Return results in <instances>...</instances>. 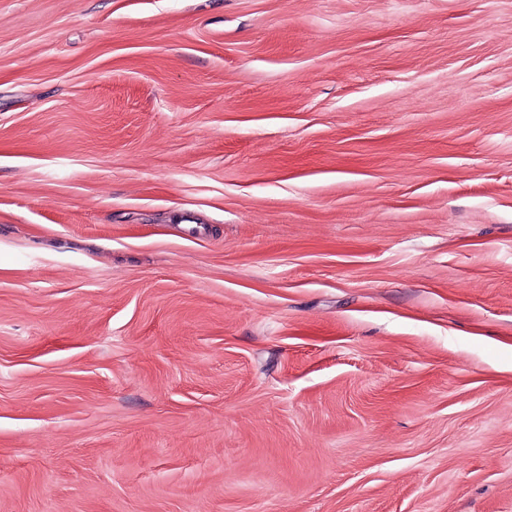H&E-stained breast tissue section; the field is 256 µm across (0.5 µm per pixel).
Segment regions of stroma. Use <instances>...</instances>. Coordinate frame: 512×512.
<instances>
[{
	"label": "stroma",
	"mask_w": 512,
	"mask_h": 512,
	"mask_svg": "<svg viewBox=\"0 0 512 512\" xmlns=\"http://www.w3.org/2000/svg\"><path fill=\"white\" fill-rule=\"evenodd\" d=\"M0 512H512V0H0Z\"/></svg>",
	"instance_id": "1"
}]
</instances>
